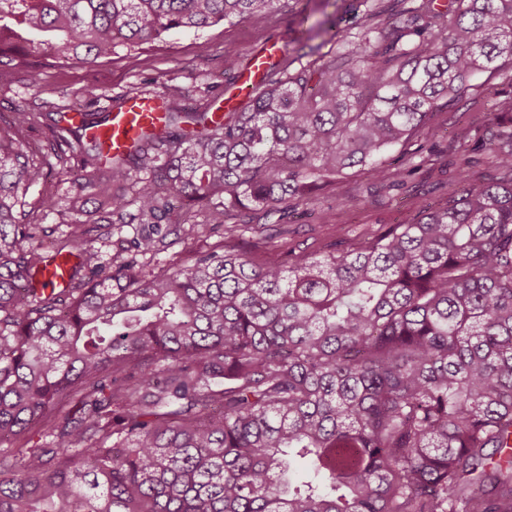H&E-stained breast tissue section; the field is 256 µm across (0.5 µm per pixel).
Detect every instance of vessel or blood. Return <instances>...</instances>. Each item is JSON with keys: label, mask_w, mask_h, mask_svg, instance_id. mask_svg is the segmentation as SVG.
I'll use <instances>...</instances> for the list:
<instances>
[{"label": "vessel or blood", "mask_w": 512, "mask_h": 512, "mask_svg": "<svg viewBox=\"0 0 512 512\" xmlns=\"http://www.w3.org/2000/svg\"><path fill=\"white\" fill-rule=\"evenodd\" d=\"M285 48L279 42H267L263 50L254 54L238 80L235 92L225 98V108H233L248 93L259 85L266 70L276 63L284 54ZM163 113L157 97L132 95L124 104L111 112L110 121L106 126L93 129V136L103 144L105 151L112 156L126 155L134 151L138 145L141 129L161 126ZM74 258L60 255L51 259L49 265L35 274L33 284L38 288H63L69 283V277L75 266Z\"/></svg>", "instance_id": "1"}]
</instances>
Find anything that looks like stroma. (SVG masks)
Masks as SVG:
<instances>
[{
	"mask_svg": "<svg viewBox=\"0 0 512 512\" xmlns=\"http://www.w3.org/2000/svg\"><path fill=\"white\" fill-rule=\"evenodd\" d=\"M362 14L361 0H285L261 27L244 21L218 24L196 33H174L166 41L118 47L111 59L94 66L49 54L0 66V113L19 107L44 112L105 113L124 97L139 92L172 97L182 105L205 110L218 107V94L230 91L232 81L224 65L226 49L239 62L269 40L286 46L280 65H300L299 46L310 28L331 18L339 30L354 27ZM94 99H87V89ZM512 110V69L473 77L462 97L440 101L424 125L405 142L389 150L385 159L400 177L376 182L360 172L321 183L311 195L293 201L295 216L264 233L246 232L238 245L259 261H280L286 253L320 255L332 249L349 250L393 224L415 223L422 210L445 205L460 188L459 163L469 157V174L485 175L492 154L480 140L493 113ZM25 149L43 166L48 180L29 189L26 209L30 223L69 232L72 216L64 207L45 209L47 193L63 198L71 193L68 176L60 173L47 147L42 128L21 136ZM425 162L407 174L412 156ZM342 226L334 235V226Z\"/></svg>",
	"mask_w": 512,
	"mask_h": 512,
	"instance_id": "1",
	"label": "stroma"
}]
</instances>
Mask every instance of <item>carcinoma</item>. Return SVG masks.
I'll return each mask as SVG.
<instances>
[{
	"label": "carcinoma",
	"instance_id": "carcinoma-1",
	"mask_svg": "<svg viewBox=\"0 0 512 512\" xmlns=\"http://www.w3.org/2000/svg\"><path fill=\"white\" fill-rule=\"evenodd\" d=\"M280 2L0 0V65L47 48L94 64L262 25ZM362 3L336 50L271 69L222 121L162 100L129 156L84 138L105 115L0 122V512H512V114L491 118L487 177L462 159L445 206L356 249L142 263L229 219V238L286 223L288 199L347 169L397 175L388 149L512 63V0ZM36 125L61 172L99 188L88 220L68 197L64 289L31 287L50 258L23 210L45 180L19 141ZM193 209L204 223H186ZM125 227L107 269L98 244Z\"/></svg>",
	"mask_w": 512,
	"mask_h": 512
}]
</instances>
